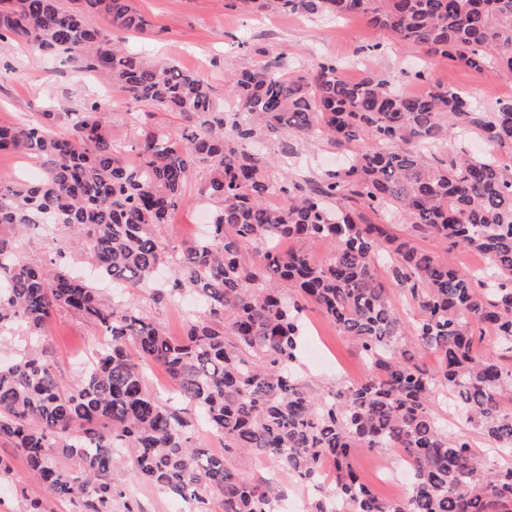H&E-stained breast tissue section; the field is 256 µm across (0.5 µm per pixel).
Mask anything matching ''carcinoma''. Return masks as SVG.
<instances>
[{"instance_id": "cac0c4a2", "label": "carcinoma", "mask_w": 512, "mask_h": 512, "mask_svg": "<svg viewBox=\"0 0 512 512\" xmlns=\"http://www.w3.org/2000/svg\"><path fill=\"white\" fill-rule=\"evenodd\" d=\"M257 11L357 17L376 43L389 35L428 57L473 73L512 72V0H227ZM99 17L102 24L90 22ZM149 22L130 0H0V39L65 54L135 103L180 116L174 130L141 129L131 161L94 102L0 124V155L43 169L35 182L0 179V333L20 330L31 347L0 366V441L34 480L76 512H114L122 468L188 504L190 512H277L284 490L243 477L238 453L266 456L315 487L307 512H512V466L487 465L443 427L432 397L446 389L455 417L512 456V174L495 155L448 152L450 134L479 136L512 151V100L486 110L468 91L431 84L412 95L367 74L345 78L320 58L300 72L288 56L227 75L226 110L196 73L124 52L121 33ZM65 123L68 131L57 132ZM329 140L357 147L321 180L273 179L254 141ZM213 206L201 239L174 249L165 235L186 201ZM399 220L490 259L474 272L440 262L389 230ZM49 225L46 258L19 257V238ZM293 241L283 252L278 243ZM331 256L317 261L309 244ZM251 246L260 259L249 263ZM80 253L127 293L120 300L72 274ZM415 311L405 323L389 287ZM192 295L176 339L144 314ZM352 338L367 370L349 386L311 395L296 380L306 308ZM57 311L100 329L98 349L75 387L58 382L34 344ZM489 338L499 356L477 342ZM437 366L426 367L428 355ZM155 365L174 384L175 405L147 388ZM224 439L201 448L198 417ZM364 449L393 450L410 470L405 497H379L354 468ZM74 461L68 466L64 460ZM334 479L321 481L323 466Z\"/></svg>"}]
</instances>
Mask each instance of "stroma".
Listing matches in <instances>:
<instances>
[{
  "mask_svg": "<svg viewBox=\"0 0 512 512\" xmlns=\"http://www.w3.org/2000/svg\"><path fill=\"white\" fill-rule=\"evenodd\" d=\"M226 0H132L137 12L151 24L145 33L127 34L129 51L171 60L197 73L207 82L216 101L224 99V74L228 70L261 64L255 48L287 53L292 69L311 59L331 58L340 62L351 80L372 72L389 79L407 93H418L427 83H440L473 92L487 108L499 100L512 98V72L496 66L474 74L443 58L426 57L406 44L383 39L382 46L368 52L369 31L364 20L301 17L284 13L255 16L239 8L230 9ZM99 102L108 114L114 140L130 146L139 137V120L145 104H134L119 91L99 79L74 71L63 58L49 57L33 45L7 39L0 41V124L34 122L40 112H64L90 102ZM261 153L276 157L270 170L273 178L296 174L314 179L341 165L347 147L323 141L312 145L294 144V152L281 154L276 143L259 144ZM201 172H194L187 188L188 202L175 210L166 228L172 246L194 237L198 229L197 188ZM392 233L407 237L440 262L453 267L475 269L482 255L460 247L443 245L432 236L416 232L406 223L391 225ZM306 334L299 353V379L314 395L346 385L363 375L365 366L351 340L342 336L318 310L305 318ZM102 340L98 328L65 312L54 313L44 344L58 369L59 383L73 388L87 362ZM0 455L10 458L11 470L0 478V512H25L29 502L43 498L44 489L32 479L24 460L13 449L0 445ZM232 462L245 477L273 479L288 491L289 499L303 495L305 488L286 468L265 458L233 457ZM356 468L372 489L383 498L402 491L400 484L381 476L383 469L401 470L390 451L365 450L354 458ZM120 482L136 497L142 512H187L182 500L140 482L129 471L118 473Z\"/></svg>",
  "mask_w": 512,
  "mask_h": 512,
  "instance_id": "stroma-1",
  "label": "stroma"
}]
</instances>
